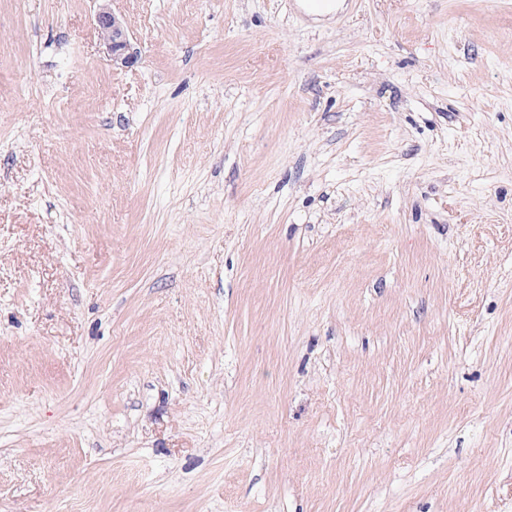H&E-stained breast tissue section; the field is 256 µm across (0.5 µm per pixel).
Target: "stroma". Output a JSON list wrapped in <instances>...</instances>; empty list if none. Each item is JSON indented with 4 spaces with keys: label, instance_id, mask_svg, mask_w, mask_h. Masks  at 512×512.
Instances as JSON below:
<instances>
[{
    "label": "stroma",
    "instance_id": "obj_1",
    "mask_svg": "<svg viewBox=\"0 0 512 512\" xmlns=\"http://www.w3.org/2000/svg\"><path fill=\"white\" fill-rule=\"evenodd\" d=\"M0 0V512H512V0ZM96 29L113 66L128 67L134 57L129 53L130 44L122 20L102 7L96 15Z\"/></svg>",
    "mask_w": 512,
    "mask_h": 512
}]
</instances>
